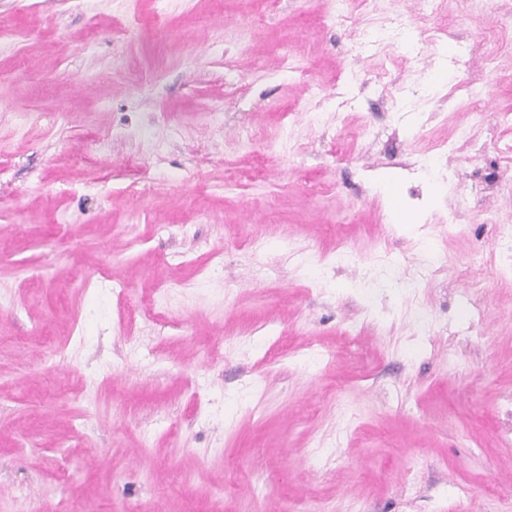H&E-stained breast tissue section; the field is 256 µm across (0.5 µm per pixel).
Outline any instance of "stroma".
Returning <instances> with one entry per match:
<instances>
[{"label":"stroma","mask_w":512,"mask_h":512,"mask_svg":"<svg viewBox=\"0 0 512 512\" xmlns=\"http://www.w3.org/2000/svg\"><path fill=\"white\" fill-rule=\"evenodd\" d=\"M505 27L0 0V512H512Z\"/></svg>","instance_id":"35a3bbf8"}]
</instances>
